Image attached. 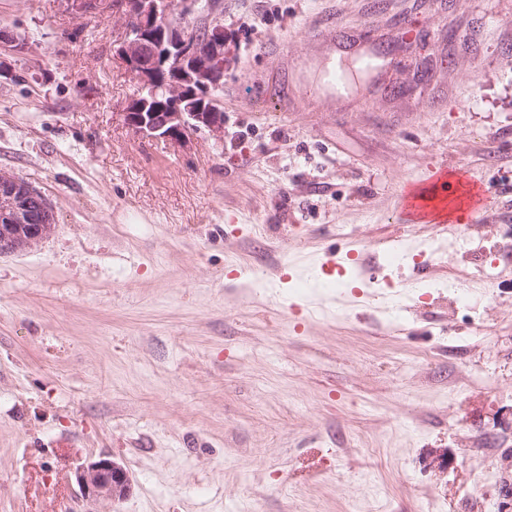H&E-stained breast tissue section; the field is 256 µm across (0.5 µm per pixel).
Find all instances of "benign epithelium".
Here are the masks:
<instances>
[{"label": "benign epithelium", "mask_w": 512, "mask_h": 512, "mask_svg": "<svg viewBox=\"0 0 512 512\" xmlns=\"http://www.w3.org/2000/svg\"><path fill=\"white\" fill-rule=\"evenodd\" d=\"M122 25L116 53L137 81L128 126L146 139L185 143L205 129L224 137V110L216 92L237 61L235 36L218 16L199 33L185 23L196 0H112ZM55 214L28 182L0 170V253L15 252L47 237ZM84 494L112 501L130 491L127 471L102 458L78 476Z\"/></svg>", "instance_id": "obj_1"}]
</instances>
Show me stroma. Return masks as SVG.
I'll return each mask as SVG.
<instances>
[{"label":"stroma","instance_id":"obj_1","mask_svg":"<svg viewBox=\"0 0 512 512\" xmlns=\"http://www.w3.org/2000/svg\"><path fill=\"white\" fill-rule=\"evenodd\" d=\"M224 136L135 135L111 12L0 0V169L55 212L0 254V512H496L512 448V0H223ZM390 85L324 86L339 43ZM475 185L412 223L405 186ZM405 246L400 262L391 244ZM367 277L321 276L326 249ZM432 264L417 273L416 258ZM474 308L453 309L460 289ZM108 458L117 502L77 475ZM78 480L88 497L112 501L123 499L131 488L127 471L107 458L89 463L79 473Z\"/></svg>","mask_w":512,"mask_h":512}]
</instances>
